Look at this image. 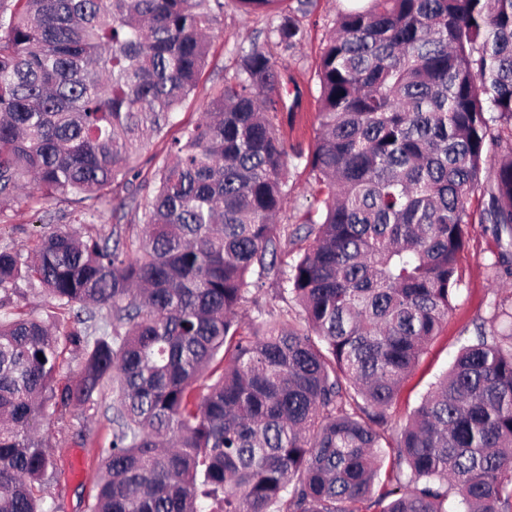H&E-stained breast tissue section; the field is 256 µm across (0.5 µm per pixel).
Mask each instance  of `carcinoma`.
Masks as SVG:
<instances>
[{"mask_svg": "<svg viewBox=\"0 0 512 512\" xmlns=\"http://www.w3.org/2000/svg\"><path fill=\"white\" fill-rule=\"evenodd\" d=\"M237 2L249 14L283 0ZM223 8L0 0V201L76 191L141 224L130 241L119 223L103 239L65 224L26 255L0 249V309L25 284L68 310L57 324L0 320V512H46L57 463L40 422L108 388L90 512H447L451 493L462 512H512V335L478 329L387 436L453 308L466 225H490L512 275V0H368L337 16L308 157L325 213L287 272L280 123L301 89L273 58L305 39L293 16L172 140L153 187L139 182ZM254 272L292 295L302 324L244 332ZM100 321L112 332L93 338ZM62 343L84 362L60 386ZM214 364L218 379L197 386Z\"/></svg>", "mask_w": 512, "mask_h": 512, "instance_id": "cac0c4a2", "label": "carcinoma"}]
</instances>
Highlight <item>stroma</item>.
I'll use <instances>...</instances> for the list:
<instances>
[{"label": "stroma", "mask_w": 512, "mask_h": 512, "mask_svg": "<svg viewBox=\"0 0 512 512\" xmlns=\"http://www.w3.org/2000/svg\"><path fill=\"white\" fill-rule=\"evenodd\" d=\"M296 6L297 0H286L285 7L294 12L306 40L297 50L275 54L278 70L294 77L303 91L298 112L283 121L290 168V194L279 217L280 223L288 228V239L282 244L281 260L285 263L294 262L309 248L311 241L306 236V225L322 220L323 197L307 163L319 128L317 71L338 12L350 9L351 4L349 0H312L304 14L297 12ZM270 23L267 13L259 11L247 16L240 11L236 0H224L205 74L190 97L173 113L170 125L142 150L137 165L143 177H151L171 140L181 136L187 126L208 111L213 88L234 73L241 55L252 44L265 42ZM74 207L75 197L71 194L39 204L22 195L1 203L0 248L8 246L30 252L41 235L64 225L66 214ZM467 232L468 245L459 263L462 282L454 300L455 308L402 384L389 411L392 429L406 423L429 388L448 370L460 346L475 335L477 325L501 334L512 332V320L494 315L496 308L512 307V279L497 280L492 268L497 244L487 225H468ZM251 298V303L240 313L248 330L278 321L280 310L296 306L294 300L277 297L274 288L267 284L252 289ZM111 401L112 395L107 392L97 407L73 408L43 419L41 432L58 464L56 477L43 486L45 504L59 501L65 512H87L98 490L100 451L112 440V423L106 410Z\"/></svg>", "instance_id": "35a3bbf8"}]
</instances>
